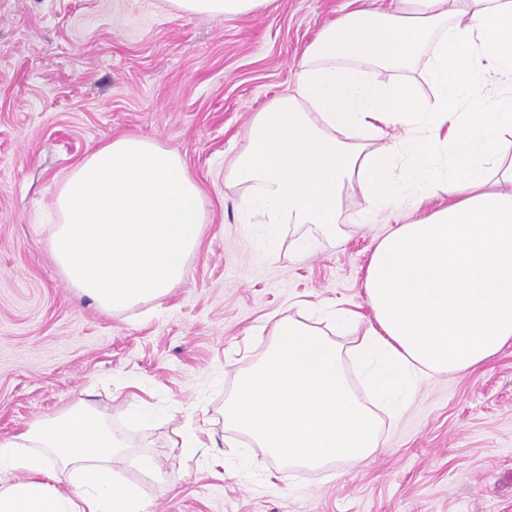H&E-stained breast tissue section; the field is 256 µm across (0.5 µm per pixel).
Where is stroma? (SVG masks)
Here are the masks:
<instances>
[{
	"label": "stroma",
	"instance_id": "obj_1",
	"mask_svg": "<svg viewBox=\"0 0 512 512\" xmlns=\"http://www.w3.org/2000/svg\"><path fill=\"white\" fill-rule=\"evenodd\" d=\"M388 5L273 0L225 18L169 0H0V438L89 390L165 477L125 470L148 512H512V344L424 380L403 413L383 416L386 448L346 476L279 468L223 429L224 397L269 344L272 320L368 314L362 279L388 230L372 224L333 247L309 224L271 241L266 225L241 223L244 190L225 185L224 162L246 145L254 113L293 86L325 25ZM128 135L183 158L207 222L170 296L107 314L57 267L52 204L79 161ZM132 409L147 427H128ZM189 426L215 434L192 461ZM241 456L250 470L233 469Z\"/></svg>",
	"mask_w": 512,
	"mask_h": 512
}]
</instances>
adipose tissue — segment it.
<instances>
[{"mask_svg":"<svg viewBox=\"0 0 512 512\" xmlns=\"http://www.w3.org/2000/svg\"><path fill=\"white\" fill-rule=\"evenodd\" d=\"M184 13L239 17L269 0H171ZM419 70L420 101L394 76ZM368 134L383 147L365 152ZM227 181L244 185V223L280 234L315 224L336 238L345 185L364 224L405 220L381 237L362 281L371 316L345 350L286 315L240 371L224 428L289 468L359 463L385 445L379 415L352 390L345 359L389 413L426 379L476 368L512 343V0H392L353 10L307 47L292 92L256 112ZM52 256L79 296L105 313L159 301L185 278L206 210L182 157L138 136L81 160L54 203ZM427 208L423 218L415 211ZM131 453L93 403L0 439V512H146L115 461Z\"/></svg>","mask_w":512,"mask_h":512,"instance_id":"adipose-tissue-1","label":"adipose tissue"}]
</instances>
